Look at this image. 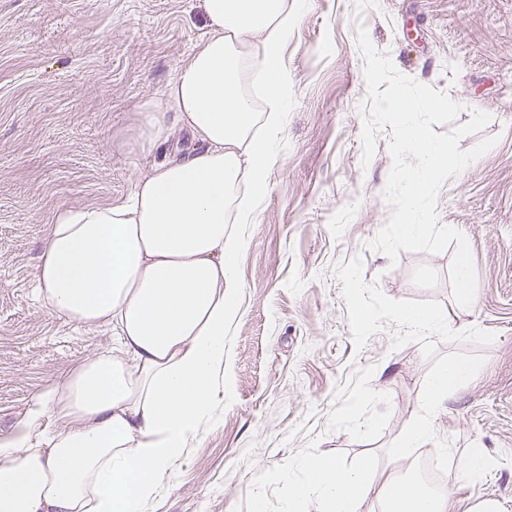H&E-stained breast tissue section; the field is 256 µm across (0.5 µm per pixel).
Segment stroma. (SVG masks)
<instances>
[{
  "label": "stroma",
  "instance_id": "35a3bbf8",
  "mask_svg": "<svg viewBox=\"0 0 512 512\" xmlns=\"http://www.w3.org/2000/svg\"><path fill=\"white\" fill-rule=\"evenodd\" d=\"M284 47L295 85L282 160L237 262L240 311L228 345L223 420L204 431L145 512H282L308 456L394 468L406 425L424 411L428 375L457 359L476 373L434 420L416 457L457 469L472 451L481 483L455 482L448 512L481 498L512 512V0H304ZM365 27L396 69L491 122L463 137L495 145L439 188V225L468 240L477 287L454 299L458 250L369 246L391 209L383 197L392 132L364 159ZM204 34L197 0H0V435L33 397L112 344L38 297L35 271L54 214L115 202L162 158L198 150L177 131L165 152L140 148L142 110L159 99ZM404 309L445 317L419 335Z\"/></svg>",
  "mask_w": 512,
  "mask_h": 512
}]
</instances>
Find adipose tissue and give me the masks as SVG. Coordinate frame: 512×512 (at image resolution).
I'll list each match as a JSON object with an SVG mask.
<instances>
[{"mask_svg":"<svg viewBox=\"0 0 512 512\" xmlns=\"http://www.w3.org/2000/svg\"><path fill=\"white\" fill-rule=\"evenodd\" d=\"M205 36L159 100L145 103L142 144L188 129L201 150L154 164L117 203L53 217L37 291L65 320L110 327L112 349L38 393L0 436V512H144L173 466L220 419L225 338L239 313L237 259L286 138L295 95L283 62L288 0H200ZM473 365L429 375L426 412L395 460L432 440L431 416ZM289 506L316 512H447L446 495H410L400 473L310 457Z\"/></svg>","mask_w":512,"mask_h":512,"instance_id":"obj_1","label":"adipose tissue"}]
</instances>
